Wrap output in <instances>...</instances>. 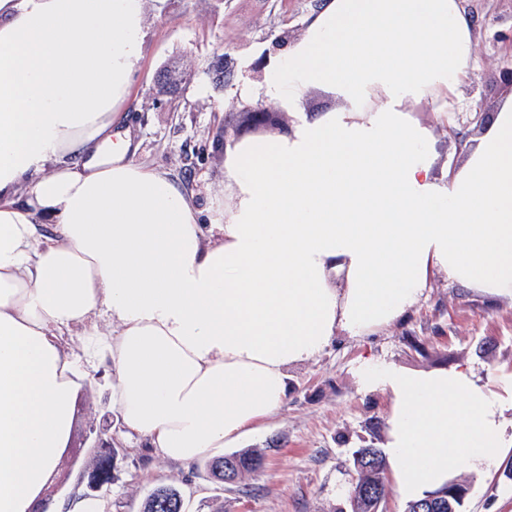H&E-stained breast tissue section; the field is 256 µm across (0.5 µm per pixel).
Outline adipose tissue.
<instances>
[{
	"label": "adipose tissue",
	"instance_id": "ef3b65f1",
	"mask_svg": "<svg viewBox=\"0 0 512 512\" xmlns=\"http://www.w3.org/2000/svg\"><path fill=\"white\" fill-rule=\"evenodd\" d=\"M144 11L0 0V512L43 498L98 366L126 435L187 468L275 415L290 366L399 320L432 275L512 296V98L442 173L400 110L472 68L458 0H326L255 92L293 109L317 86L349 111L228 151L235 204L208 224L124 129ZM358 379L389 399L404 501L512 447V376L497 392L366 358Z\"/></svg>",
	"mask_w": 512,
	"mask_h": 512
}]
</instances>
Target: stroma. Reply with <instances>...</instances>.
<instances>
[{"mask_svg":"<svg viewBox=\"0 0 512 512\" xmlns=\"http://www.w3.org/2000/svg\"><path fill=\"white\" fill-rule=\"evenodd\" d=\"M324 0H147L144 56L132 76V96L125 109L136 159L167 170L192 192L205 215L231 208L234 198L224 175V107L242 110L259 105L241 94L243 81H257L252 66L274 51L276 37L296 41L308 18ZM476 31L475 65L458 90L457 112L495 113L512 96L503 71L512 68V0H463ZM232 60L234 75L216 85L212 72ZM178 67V93L157 97V74ZM444 87L403 105L412 124L434 130L438 165L458 158L453 140L438 136L435 100ZM372 356L413 370L473 367L492 389L512 374V299L491 298L431 276L425 294L406 317L362 338L337 335L314 359L290 368L287 404L242 442L259 450L263 467L240 483L217 485L204 462L191 469L154 455L127 438L112 406L104 371L93 373L92 395H79L73 431L47 489L56 500L73 490L90 451V427L109 425L118 446L116 479L101 492L107 512H139L154 485L180 487L188 512H345L351 482L352 453L367 444L385 443L387 397L362 391L359 359ZM512 452L482 475L460 472L471 485L464 512H512V480L503 476Z\"/></svg>","mask_w":512,"mask_h":512,"instance_id":"obj_1","label":"stroma"}]
</instances>
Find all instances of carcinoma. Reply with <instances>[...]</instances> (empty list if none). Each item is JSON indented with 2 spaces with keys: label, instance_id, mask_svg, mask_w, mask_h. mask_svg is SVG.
Listing matches in <instances>:
<instances>
[{
  "label": "carcinoma",
  "instance_id": "carcinoma-1",
  "mask_svg": "<svg viewBox=\"0 0 512 512\" xmlns=\"http://www.w3.org/2000/svg\"><path fill=\"white\" fill-rule=\"evenodd\" d=\"M263 464L260 453L247 450L218 457L206 464V470L211 482L222 485L224 477H229L234 483L243 474L259 470ZM352 464L354 479L350 492V512H379L388 495L384 454L371 443L354 451ZM470 489L468 483L451 481L408 503L406 512H423V505L429 501L437 506L436 512H462ZM140 512H187V504L179 488L160 485L143 500Z\"/></svg>",
  "mask_w": 512,
  "mask_h": 512
}]
</instances>
